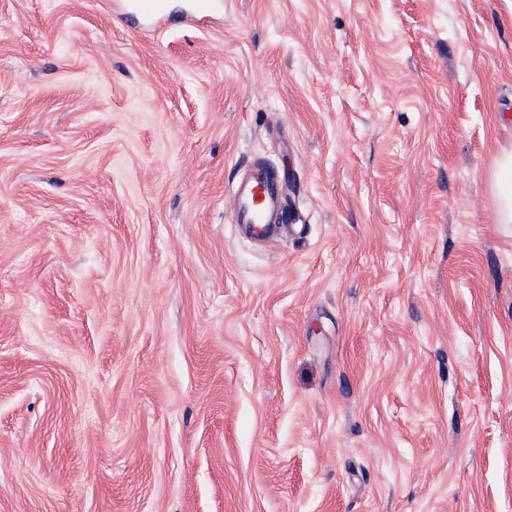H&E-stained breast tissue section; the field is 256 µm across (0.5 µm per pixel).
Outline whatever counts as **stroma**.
<instances>
[{
    "mask_svg": "<svg viewBox=\"0 0 512 512\" xmlns=\"http://www.w3.org/2000/svg\"><path fill=\"white\" fill-rule=\"evenodd\" d=\"M510 151L512 0H0V512H512ZM487 182L495 201L499 223H512V153L494 158ZM236 224L245 226L256 237L278 235L285 220V205L273 173L253 165L247 182L235 190Z\"/></svg>",
    "mask_w": 512,
    "mask_h": 512,
    "instance_id": "1",
    "label": "stroma"
}]
</instances>
